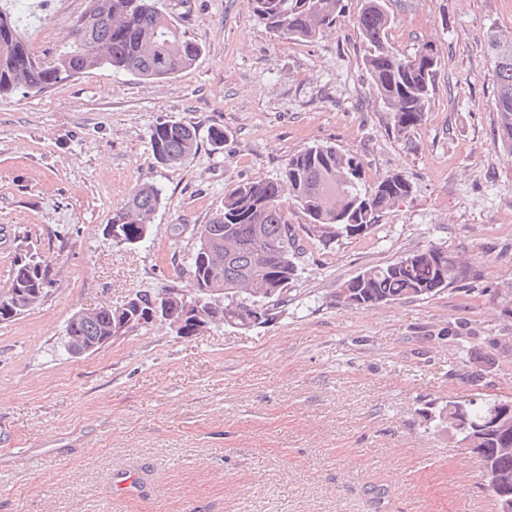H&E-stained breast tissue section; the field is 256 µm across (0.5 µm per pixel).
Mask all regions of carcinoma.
I'll use <instances>...</instances> for the list:
<instances>
[{
    "mask_svg": "<svg viewBox=\"0 0 512 512\" xmlns=\"http://www.w3.org/2000/svg\"><path fill=\"white\" fill-rule=\"evenodd\" d=\"M343 0H251L254 15L277 37L312 39L333 24ZM85 14L95 18L90 28L75 20L69 46L50 59L37 57L20 34V21L0 8V96L24 87L42 92L85 70L105 68L144 80L174 77L191 67L200 48L184 38L176 20L159 7L158 0H89ZM392 18L386 0H363L357 27L364 46L363 62L377 98L392 112L399 133L419 125L435 91L438 55L424 44L410 56L393 51L388 42ZM487 51L497 80L494 107L499 116L497 145L512 154V39L488 36ZM197 129L173 120L158 122L151 130L155 159L176 166L198 148ZM412 191L401 173L369 183L361 159L327 144L310 145L288 158L282 178L237 185L224 194L220 207L200 225L191 257L197 287L224 289V302L212 307V326L249 329L250 309L230 297L246 293L243 279L253 288H286L296 275V260L303 254L300 232L316 233L323 246L371 229L397 202ZM291 202L307 223L288 218ZM162 202V191L145 182L129 197L125 208L112 214L122 240L143 237L145 225ZM467 266L441 248L407 253L400 262L364 269L344 281L342 304L363 307L436 295L463 280ZM53 283L52 267L44 256L25 245L9 282L0 287V323L35 308L42 290ZM117 310L100 308L73 333L94 342L112 333ZM497 398L465 399L450 405L465 406L475 422L498 408ZM483 449L482 481L486 466L512 472V426L505 431L478 434ZM508 452L501 454L499 449Z\"/></svg>",
    "mask_w": 512,
    "mask_h": 512,
    "instance_id": "1",
    "label": "carcinoma"
}]
</instances>
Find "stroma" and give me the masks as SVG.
I'll use <instances>...</instances> for the list:
<instances>
[{
	"instance_id": "obj_1",
	"label": "stroma",
	"mask_w": 512,
	"mask_h": 512,
	"mask_svg": "<svg viewBox=\"0 0 512 512\" xmlns=\"http://www.w3.org/2000/svg\"><path fill=\"white\" fill-rule=\"evenodd\" d=\"M310 40L277 38L250 0H164L201 48L146 81L84 71L0 97V284L17 244L52 260L34 309L0 324V512H496L480 469L430 418L453 400H512V155L497 147L490 31L512 0H388L391 46L436 48V92L404 133L362 62L360 0ZM87 0H25L22 36L53 56ZM202 139L156 162L160 120ZM224 130L214 147L209 128ZM357 154L412 192L364 235L305 252L275 318L183 339L156 323L97 352L62 345L83 308L194 285V231L236 185L279 178L313 143ZM144 182L149 239L104 227ZM436 246L469 264L430 298L334 303L365 268Z\"/></svg>"
}]
</instances>
